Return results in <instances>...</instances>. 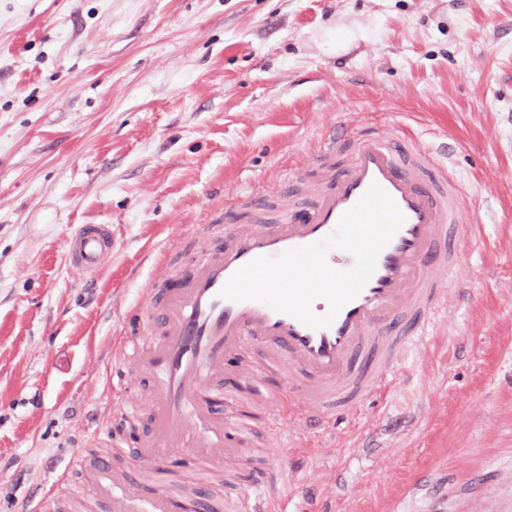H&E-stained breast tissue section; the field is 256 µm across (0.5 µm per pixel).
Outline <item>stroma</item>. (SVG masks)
Here are the masks:
<instances>
[{"instance_id": "obj_1", "label": "stroma", "mask_w": 512, "mask_h": 512, "mask_svg": "<svg viewBox=\"0 0 512 512\" xmlns=\"http://www.w3.org/2000/svg\"><path fill=\"white\" fill-rule=\"evenodd\" d=\"M333 130L429 146L476 237L394 384L314 447L288 427L279 490L309 512H512V0H0V512H108L102 461L231 512L186 450L137 464L153 381L115 393L113 354L158 339L141 310L183 287L207 225L254 229L225 200L286 208ZM85 224L112 227L89 275L68 259ZM273 446L265 420L224 466L252 483Z\"/></svg>"}]
</instances>
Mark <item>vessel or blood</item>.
<instances>
[{
    "mask_svg": "<svg viewBox=\"0 0 512 512\" xmlns=\"http://www.w3.org/2000/svg\"><path fill=\"white\" fill-rule=\"evenodd\" d=\"M343 149L349 159L342 169H333ZM321 160L328 171L313 195L293 200L288 211L266 221L261 217L265 196L253 194L250 208L261 219L259 227L204 251L188 276L189 286L150 309L163 333L139 360L155 389V436L142 449L141 463L161 460L175 440L201 457L210 478L222 480V470L210 460L236 453L241 429L250 425L252 415L243 409L231 422L217 416L213 383L223 378L227 358L246 346L266 352L281 378L274 432H281L287 421L321 426L391 386L395 361L426 335L447 304L446 284L457 276L474 227L461 220L465 192L446 164L407 134H332L322 143ZM374 184L393 199L405 221L378 254L368 282L330 326L313 329L265 303L221 297L227 281L254 259L276 258L334 234L341 217ZM111 252L108 225L86 224L69 261L76 270L91 273ZM94 485L111 500L112 512L174 510L164 490L142 497L115 482L104 466L98 467ZM272 499L279 503L278 512H290L274 475L261 491L238 488L233 512H268Z\"/></svg>",
    "mask_w": 512,
    "mask_h": 512,
    "instance_id": "obj_1",
    "label": "vessel or blood"
}]
</instances>
